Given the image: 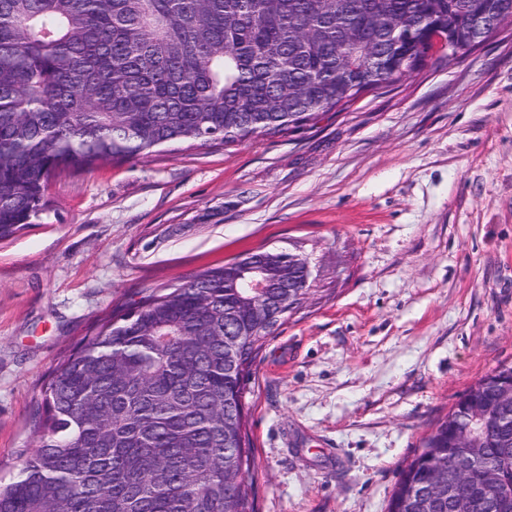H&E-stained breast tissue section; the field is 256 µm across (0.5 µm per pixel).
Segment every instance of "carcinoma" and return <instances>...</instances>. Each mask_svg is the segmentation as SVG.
I'll list each match as a JSON object with an SVG mask.
<instances>
[{
  "instance_id": "1",
  "label": "carcinoma",
  "mask_w": 512,
  "mask_h": 512,
  "mask_svg": "<svg viewBox=\"0 0 512 512\" xmlns=\"http://www.w3.org/2000/svg\"><path fill=\"white\" fill-rule=\"evenodd\" d=\"M505 25L512 0H0V241L44 208L57 171L286 133ZM249 259L113 310L58 363L0 512H255L245 381L309 282L292 253ZM507 371L424 438L388 512H459L444 486L422 495L448 458L512 453L494 406ZM472 408L489 433L462 441ZM500 481L468 512H503L512 467Z\"/></svg>"
}]
</instances>
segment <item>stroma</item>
<instances>
[{"label":"stroma","instance_id":"1","mask_svg":"<svg viewBox=\"0 0 512 512\" xmlns=\"http://www.w3.org/2000/svg\"><path fill=\"white\" fill-rule=\"evenodd\" d=\"M0 242V478L48 373L120 304L276 249L311 269L246 382L258 512H386L404 466L512 364V27L300 129L55 173Z\"/></svg>","mask_w":512,"mask_h":512}]
</instances>
